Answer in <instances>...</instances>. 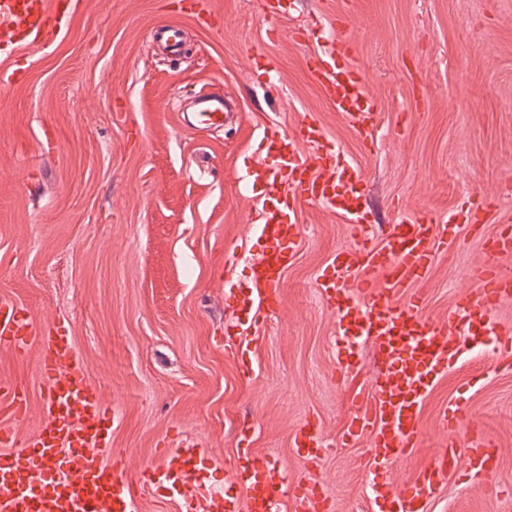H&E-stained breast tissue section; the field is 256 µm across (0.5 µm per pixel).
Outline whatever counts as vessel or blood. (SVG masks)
I'll use <instances>...</instances> for the list:
<instances>
[{
  "label": "vessel or blood",
  "mask_w": 512,
  "mask_h": 512,
  "mask_svg": "<svg viewBox=\"0 0 512 512\" xmlns=\"http://www.w3.org/2000/svg\"><path fill=\"white\" fill-rule=\"evenodd\" d=\"M0 16L24 25L27 37L35 42L45 41L54 32L45 0H0ZM310 73L357 135L371 139L380 105L366 91L359 71L351 66L317 65ZM223 112V98L201 97L196 102L195 113L206 124H222ZM269 141L276 168L259 173L258 178L265 182L278 179L280 190L264 210L259 228L265 251L248 269L251 288L242 300L238 321L225 329L226 350L249 363V333L278 306L279 286L295 255L300 234L296 204L303 199L326 203L346 217L355 244L336 254L318 286L338 317L340 334L371 343L381 357L374 388L357 392L356 412L343 436L347 442L366 434L372 438L377 470L366 490L372 512H428L439 487L460 465L493 482L489 442L472 433L458 405L443 422L448 431L447 449L421 469L409 487L395 491L386 467L420 445L421 407L434 380L463 361L470 343L499 335L494 311L501 298L512 295V277L492 266L478 268L479 293L465 298L445 325L422 316L421 297L396 304L395 296L428 271L436 249L452 247L460 224L456 213L432 222L402 219L386 225L381 236H374L361 208L360 172L345 166L331 179L315 174L317 165H329L333 158L317 124L303 122L291 138L273 133ZM299 141L317 145L318 156L297 150ZM485 244L491 256L512 255V229L486 233ZM34 342L40 347L46 378L41 429L16 451L13 431L0 428V445L8 449L0 456V512H136L139 491L162 489L175 492L180 512H273L283 475L265 466L245 429L237 436L236 460L230 471L241 498H224L195 483V471L209 459L191 444L177 448L168 459V469L149 464L129 476L121 454L112 448V419L99 393L86 381L71 337L37 330L13 303L1 301L0 349L19 356ZM463 429L471 437L462 448L457 434ZM296 445L314 464L324 443L316 427L310 426L297 435ZM289 509L322 512L317 482L298 486L289 499Z\"/></svg>",
  "instance_id": "vessel-or-blood-1"
}]
</instances>
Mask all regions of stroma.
Segmentation results:
<instances>
[{
	"instance_id": "obj_1",
	"label": "stroma",
	"mask_w": 512,
	"mask_h": 512,
	"mask_svg": "<svg viewBox=\"0 0 512 512\" xmlns=\"http://www.w3.org/2000/svg\"><path fill=\"white\" fill-rule=\"evenodd\" d=\"M60 12L50 42L0 41V299L37 328L71 336L88 382L112 417V446L129 474L161 464L159 449L195 439L214 463L199 484L235 495L228 478L236 436L286 477L280 501L313 477L328 512H366L374 468L370 436L343 444L355 389H370L375 349L347 366L337 317L316 282L348 224L300 203V237L280 304L252 341L254 370L240 374L224 347L238 314L228 284L246 289V263L262 252L255 231L272 189L253 186L273 166L272 131L317 121L338 164L364 178L368 224L469 210L512 225V0H50ZM179 28L170 50L155 41ZM345 41L350 56L332 54ZM358 69L381 107L362 142L313 83L310 60ZM219 95L222 126L189 125L200 96ZM469 227L438 253L408 294L447 321L477 294L487 264ZM485 338L469 361L438 377L423 402L419 448L395 461V488L446 448L442 418L462 403L495 444L494 484L453 471L432 512H512V370ZM45 379L37 348L0 351V385L26 398L0 415L17 444L37 434ZM318 424L328 450L309 465L294 449Z\"/></svg>"
}]
</instances>
